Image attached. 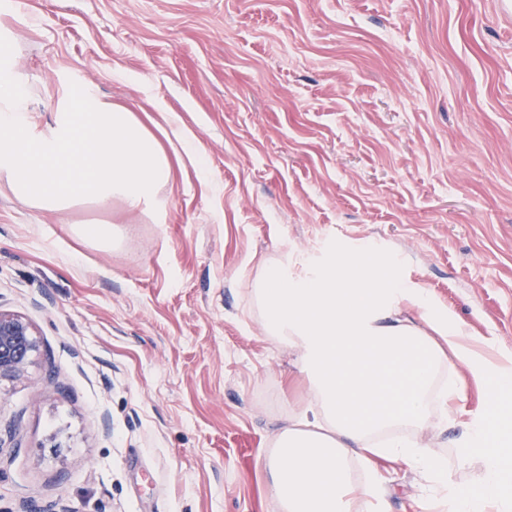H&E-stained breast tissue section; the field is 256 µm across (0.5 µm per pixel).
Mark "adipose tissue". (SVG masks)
<instances>
[{"mask_svg":"<svg viewBox=\"0 0 512 512\" xmlns=\"http://www.w3.org/2000/svg\"><path fill=\"white\" fill-rule=\"evenodd\" d=\"M172 163L134 112L84 88L61 87L50 117L34 111L27 82L0 60V186L30 208L62 212L112 201L162 222ZM401 258L366 246L353 254L302 256L265 268L254 296L268 336L296 350L311 402L278 429L265 471L280 512H387L378 459L421 473L431 512L450 498L477 512L479 498L512 512V456L495 418L512 396V351L488 354L465 323L425 289L406 282ZM466 368L484 395L468 423L461 464L483 461L481 494L449 493L431 443L411 429L448 426V405L466 398ZM360 463L364 483L352 475Z\"/></svg>","mask_w":512,"mask_h":512,"instance_id":"adipose-tissue-1","label":"adipose tissue"}]
</instances>
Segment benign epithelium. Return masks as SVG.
<instances>
[{"mask_svg": "<svg viewBox=\"0 0 512 512\" xmlns=\"http://www.w3.org/2000/svg\"><path fill=\"white\" fill-rule=\"evenodd\" d=\"M39 351L40 340L33 325L18 314L0 309V381L24 376Z\"/></svg>", "mask_w": 512, "mask_h": 512, "instance_id": "obj_1", "label": "benign epithelium"}]
</instances>
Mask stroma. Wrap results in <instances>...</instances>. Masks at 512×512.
Wrapping results in <instances>:
<instances>
[{"mask_svg":"<svg viewBox=\"0 0 512 512\" xmlns=\"http://www.w3.org/2000/svg\"><path fill=\"white\" fill-rule=\"evenodd\" d=\"M1 51L35 111L95 85L176 164L160 224L0 187V308L41 341L0 382V512H279L264 461L310 393L253 284L287 256L377 243L512 349V0H0ZM482 400L417 433L473 495ZM378 468L415 512L423 476Z\"/></svg>","mask_w":512,"mask_h":512,"instance_id":"35a3bbf8","label":"stroma"}]
</instances>
